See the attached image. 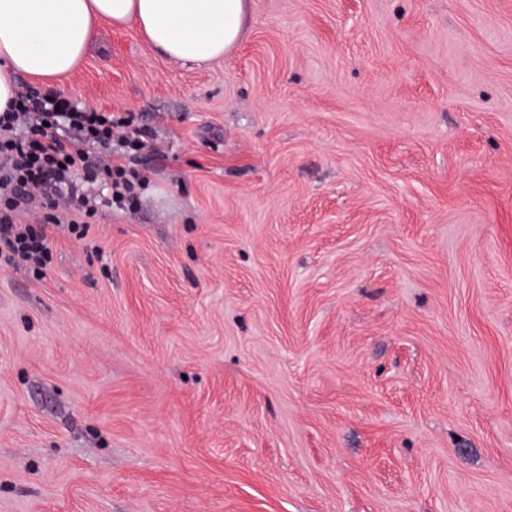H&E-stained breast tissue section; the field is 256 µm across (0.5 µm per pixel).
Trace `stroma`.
I'll return each mask as SVG.
<instances>
[{
    "mask_svg": "<svg viewBox=\"0 0 512 512\" xmlns=\"http://www.w3.org/2000/svg\"><path fill=\"white\" fill-rule=\"evenodd\" d=\"M47 90L130 209L0 269V512H512V0H252Z\"/></svg>",
    "mask_w": 512,
    "mask_h": 512,
    "instance_id": "stroma-1",
    "label": "stroma"
}]
</instances>
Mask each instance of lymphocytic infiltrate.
<instances>
[{
  "label": "lymphocytic infiltrate",
  "mask_w": 512,
  "mask_h": 512,
  "mask_svg": "<svg viewBox=\"0 0 512 512\" xmlns=\"http://www.w3.org/2000/svg\"><path fill=\"white\" fill-rule=\"evenodd\" d=\"M145 136L132 114L99 112L51 91L19 92L0 112V267L21 263L40 276L59 230L85 239L99 206L130 204L142 179L123 159ZM94 146L103 156L91 154ZM75 199L82 213L61 220V201ZM23 212L36 221L20 223Z\"/></svg>",
  "instance_id": "1"
}]
</instances>
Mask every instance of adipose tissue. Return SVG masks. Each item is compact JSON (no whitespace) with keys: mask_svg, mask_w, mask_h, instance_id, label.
<instances>
[{"mask_svg":"<svg viewBox=\"0 0 512 512\" xmlns=\"http://www.w3.org/2000/svg\"><path fill=\"white\" fill-rule=\"evenodd\" d=\"M249 0H0V111L17 74L61 79L87 52L98 20L136 25L168 58L208 64L242 41Z\"/></svg>","mask_w":512,"mask_h":512,"instance_id":"1","label":"adipose tissue"}]
</instances>
